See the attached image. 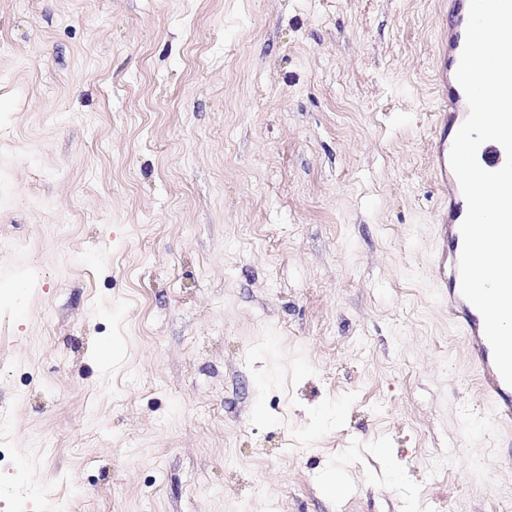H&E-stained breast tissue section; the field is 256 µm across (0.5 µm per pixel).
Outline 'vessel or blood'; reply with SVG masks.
Wrapping results in <instances>:
<instances>
[{
  "label": "vessel or blood",
  "instance_id": "1",
  "mask_svg": "<svg viewBox=\"0 0 512 512\" xmlns=\"http://www.w3.org/2000/svg\"><path fill=\"white\" fill-rule=\"evenodd\" d=\"M453 46L448 52L442 53L440 63L442 69L455 68L464 44L469 13L463 5L454 7ZM442 103L451 105V112H439V124L454 122L462 124L468 114L466 95L462 87L450 88L447 95L442 96ZM477 158L487 170L500 168L506 158L504 148L495 142L481 145ZM453 217L452 223L438 227V244L431 259V272L434 280L443 293L449 298L448 316L454 320L468 337L471 360L480 375V393L493 408V420L503 429L512 428V386L507 385L500 376L495 363L493 350L484 333V321L480 312L461 293L459 259L463 246L460 225L467 213V204L462 194H455L450 204Z\"/></svg>",
  "mask_w": 512,
  "mask_h": 512
}]
</instances>
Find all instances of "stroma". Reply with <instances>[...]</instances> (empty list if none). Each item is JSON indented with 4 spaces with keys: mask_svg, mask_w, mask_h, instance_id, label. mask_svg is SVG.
Listing matches in <instances>:
<instances>
[{
    "mask_svg": "<svg viewBox=\"0 0 512 512\" xmlns=\"http://www.w3.org/2000/svg\"><path fill=\"white\" fill-rule=\"evenodd\" d=\"M450 23L0 0V512H512L430 271Z\"/></svg>",
    "mask_w": 512,
    "mask_h": 512,
    "instance_id": "1",
    "label": "stroma"
}]
</instances>
